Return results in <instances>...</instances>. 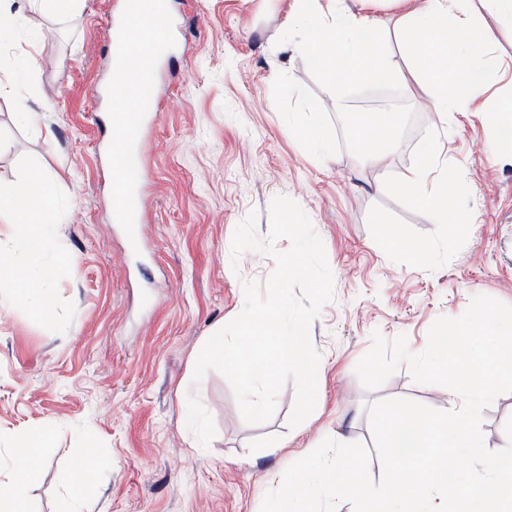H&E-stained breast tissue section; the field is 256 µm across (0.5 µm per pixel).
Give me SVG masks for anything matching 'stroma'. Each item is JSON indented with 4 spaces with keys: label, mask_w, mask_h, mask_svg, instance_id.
Wrapping results in <instances>:
<instances>
[{
    "label": "stroma",
    "mask_w": 512,
    "mask_h": 512,
    "mask_svg": "<svg viewBox=\"0 0 512 512\" xmlns=\"http://www.w3.org/2000/svg\"><path fill=\"white\" fill-rule=\"evenodd\" d=\"M296 7H182L181 40L161 66L165 108L142 134L148 193L134 249L112 221L103 153L112 135L103 91L112 81L106 43L115 0H84L75 15L27 7L0 36V83L8 87L0 95V183L32 166L58 176L57 242L77 264L69 269L53 252L37 258L55 268L53 317L0 305V469L12 466L18 435L46 434L33 512H70L65 489L78 484L82 512H260L285 469L340 430L365 447L380 480L366 404L402 397L445 410L449 397L447 388L414 383L404 367L365 389L355 366L373 332L406 335L416 353L433 322L460 316L474 295L512 305V161L491 154V133L471 113L443 128L414 78L335 88L296 52ZM391 98L399 102L398 146L365 160L353 149L350 119L381 112ZM23 104L33 114L26 123L15 118ZM314 118L334 134L327 152L296 132ZM430 139L456 186L465 228L455 236L387 188ZM278 194L309 216L334 275V299L311 328L320 402L293 429L294 385L280 392L268 422L249 425L221 373L193 380L205 339L241 312L243 280L266 283L275 268L254 251L233 260L231 241L253 209L266 236ZM392 228L428 245L431 258L396 248ZM193 411L201 428L186 422ZM511 417L512 393L484 410L489 450L506 446ZM90 451L111 466L87 484L74 461Z\"/></svg>",
    "instance_id": "1"
}]
</instances>
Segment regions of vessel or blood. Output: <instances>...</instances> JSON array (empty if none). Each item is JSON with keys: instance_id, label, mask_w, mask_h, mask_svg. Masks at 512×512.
<instances>
[{"instance_id": "b4317fda", "label": "vessel or blood", "mask_w": 512, "mask_h": 512, "mask_svg": "<svg viewBox=\"0 0 512 512\" xmlns=\"http://www.w3.org/2000/svg\"><path fill=\"white\" fill-rule=\"evenodd\" d=\"M122 27L112 28L108 36L110 55L125 74L130 95L136 97L135 112L112 114V143L108 173L112 192V221L136 224L143 211L145 162L140 147L145 124L159 117L156 95V62L170 45V22L155 23L145 12L144 0H119Z\"/></svg>"}]
</instances>
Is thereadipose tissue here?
<instances>
[{"mask_svg": "<svg viewBox=\"0 0 512 512\" xmlns=\"http://www.w3.org/2000/svg\"><path fill=\"white\" fill-rule=\"evenodd\" d=\"M292 24L304 30L299 52L306 63L334 84L359 77L371 81L412 76L425 83L441 116L465 111L501 80L503 61L492 52L495 39L492 21L512 19V0H477L463 8L461 0H426L424 5L400 14L395 25L402 35V51L410 65L401 70L386 48L387 33L373 18L353 11L347 0H297ZM447 58L451 69L432 68L431 62ZM398 115L382 112L356 121L352 142L362 152L379 153L388 143ZM484 127L493 130L490 151L512 158V139L500 137L512 129V89L503 103L481 112ZM441 160L427 151L390 189L418 205L431 223L453 232L448 215L455 195L454 184L439 176ZM54 175L34 170L7 190H0V216L10 224V250L0 249V274L8 275L10 300L27 307L38 318L54 309L49 283L52 267L41 265L17 271V260L55 249L53 229L59 222L54 195ZM45 434L29 433L13 445L15 464L0 477V512H28L29 489L38 477L35 454Z\"/></svg>", "mask_w": 512, "mask_h": 512, "instance_id": "adipose-tissue-1", "label": "adipose tissue"}]
</instances>
